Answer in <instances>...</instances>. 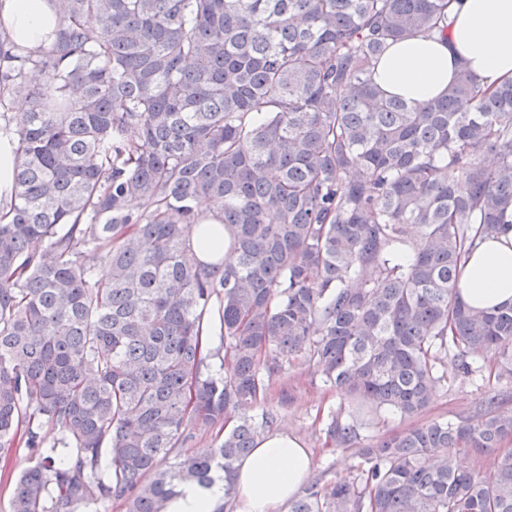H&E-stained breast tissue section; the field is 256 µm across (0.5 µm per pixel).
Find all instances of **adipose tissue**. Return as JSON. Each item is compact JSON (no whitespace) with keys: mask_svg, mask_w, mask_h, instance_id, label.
<instances>
[{"mask_svg":"<svg viewBox=\"0 0 512 512\" xmlns=\"http://www.w3.org/2000/svg\"><path fill=\"white\" fill-rule=\"evenodd\" d=\"M55 19L46 0H0V29L26 51L45 47ZM448 39L418 36L389 46L375 67L374 83L388 95L420 104L442 95L458 72L489 85L512 80V0H453ZM461 297L474 308L512 304V227L481 242L462 275ZM312 471V456L298 438L278 431L262 436L236 464L234 512H279ZM224 477L206 486L187 484L166 512H218Z\"/></svg>","mask_w":512,"mask_h":512,"instance_id":"1","label":"adipose tissue"}]
</instances>
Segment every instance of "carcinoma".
<instances>
[{
    "mask_svg": "<svg viewBox=\"0 0 512 512\" xmlns=\"http://www.w3.org/2000/svg\"><path fill=\"white\" fill-rule=\"evenodd\" d=\"M47 4L48 46L0 31V456L21 439L37 456L9 512H165L216 471L233 502L236 463L276 422L251 411L298 357L348 397L336 447L383 411L409 425L290 512H512L511 455L456 457L499 447L512 414L490 398L471 422L417 421L440 353L469 375L495 351L512 375V305L460 296L473 249L512 224V81L462 71L409 104L372 80L391 43L448 34L452 0ZM215 201L224 260L192 264ZM233 417L208 455L184 449ZM512 453V436L506 438L499 448L487 452L481 449H469L467 452L461 454V459L465 460L467 466H487L492 463L494 459L501 458L507 454Z\"/></svg>",
    "mask_w": 512,
    "mask_h": 512,
    "instance_id": "cac0c4a2",
    "label": "carcinoma"
}]
</instances>
